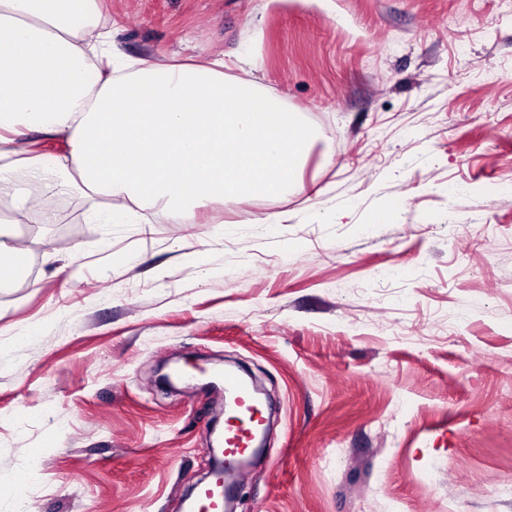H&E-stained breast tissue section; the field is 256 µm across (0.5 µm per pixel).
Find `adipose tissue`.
Segmentation results:
<instances>
[{"label": "adipose tissue", "mask_w": 512, "mask_h": 512, "mask_svg": "<svg viewBox=\"0 0 512 512\" xmlns=\"http://www.w3.org/2000/svg\"><path fill=\"white\" fill-rule=\"evenodd\" d=\"M112 0H0V184L54 173L98 198L94 223L199 209L303 187L314 134L225 62L120 58ZM66 141L51 158L28 138Z\"/></svg>", "instance_id": "1"}]
</instances>
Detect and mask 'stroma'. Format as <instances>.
Returning <instances> with one entry per match:
<instances>
[{
  "label": "stroma",
  "instance_id": "stroma-1",
  "mask_svg": "<svg viewBox=\"0 0 512 512\" xmlns=\"http://www.w3.org/2000/svg\"><path fill=\"white\" fill-rule=\"evenodd\" d=\"M112 18L120 56H223L318 141L303 191L193 224L7 226L35 275L0 268V512H183L215 408L159 374L189 358L274 411L237 512H512V0Z\"/></svg>",
  "mask_w": 512,
  "mask_h": 512
}]
</instances>
